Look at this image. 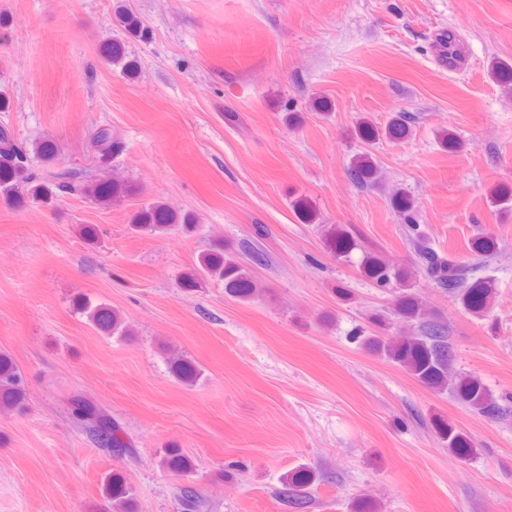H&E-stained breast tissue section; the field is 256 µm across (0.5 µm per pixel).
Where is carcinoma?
I'll return each instance as SVG.
<instances>
[{"label":"carcinoma","mask_w":512,"mask_h":512,"mask_svg":"<svg viewBox=\"0 0 512 512\" xmlns=\"http://www.w3.org/2000/svg\"><path fill=\"white\" fill-rule=\"evenodd\" d=\"M408 121L405 113L400 112L393 119L385 134L393 139L406 135ZM92 145L100 157L106 158L116 151L112 141V130L107 126L99 127L92 137ZM27 151L12 138L3 126H0V200L10 205L28 194L32 199L49 203L53 200L52 189L36 182L28 173L26 166ZM377 167L369 154L364 153L354 158L350 174L357 184L364 186L374 178ZM89 192L99 202H107L117 194L125 192V185L118 182L95 183ZM397 211L408 221L411 239L415 250L429 277L462 307L472 313L485 311L490 303L493 288L490 282L482 279H468L464 266L453 257H445L425 242L424 234L411 215L412 205L408 198L398 195L394 198ZM176 217L171 209L159 203L139 211L133 219L136 227H146L154 232L164 233L175 226ZM366 275L380 287L395 282L406 286L407 279L399 271L392 270L387 264L369 257L363 264ZM217 278L224 281L225 287L233 296L248 300L257 291V284L251 273L233 256L224 254L223 247H214L202 252L193 272L184 278V287L196 288L201 282ZM88 317L97 329L110 335L125 336L128 327L120 314L105 304L86 307ZM400 315L418 323V331L406 336L397 344H389L378 337H369L364 345L370 351L381 354L404 366L422 384L438 390H447L459 402L472 412L482 416H499L507 414V408L499 403L493 392L479 377L470 373L451 375L448 368L456 355L448 342V329L440 322L424 319L425 313L419 300L411 294L402 296ZM172 368L177 378L184 383H191L199 375L198 369L189 361L181 358L172 361ZM24 391L20 373L13 361L0 354V402L11 407L22 403ZM72 414L81 429L101 448H114L128 451V445L121 437L120 427L112 416L102 407L75 397L72 402ZM448 450L461 455L473 452L467 436L450 426L440 428ZM164 461L167 467L179 475L189 473L191 464L185 456L165 451ZM315 475L309 470H299L292 476L285 477L288 491L295 505L302 504L300 489L310 485ZM105 492L112 500L125 503L131 488L121 480L112 478L105 483Z\"/></svg>","instance_id":"obj_1"}]
</instances>
